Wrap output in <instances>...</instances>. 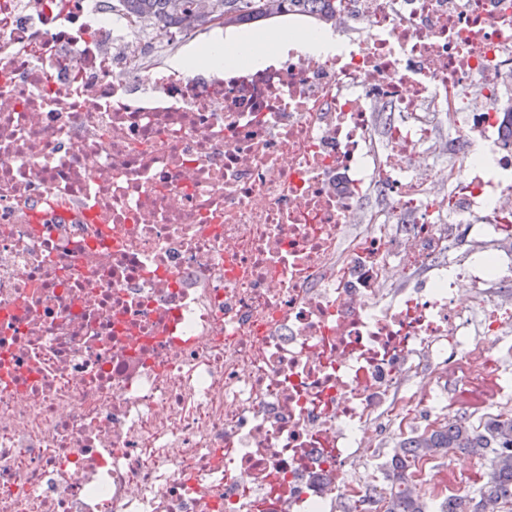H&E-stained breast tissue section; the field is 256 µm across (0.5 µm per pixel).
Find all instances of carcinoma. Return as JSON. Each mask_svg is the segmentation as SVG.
I'll return each instance as SVG.
<instances>
[{
	"instance_id": "obj_1",
	"label": "carcinoma",
	"mask_w": 512,
	"mask_h": 512,
	"mask_svg": "<svg viewBox=\"0 0 512 512\" xmlns=\"http://www.w3.org/2000/svg\"><path fill=\"white\" fill-rule=\"evenodd\" d=\"M127 11L153 27L164 20L187 32L204 31L221 21L224 26L269 20L289 13H309L317 21L330 17L335 0H122ZM408 452L383 464L390 484L385 512H430L428 500L405 488L409 471L421 460L454 450L478 456L487 463L480 484L463 502L445 499L439 512H512V417H496L480 427L453 419L409 441Z\"/></svg>"
}]
</instances>
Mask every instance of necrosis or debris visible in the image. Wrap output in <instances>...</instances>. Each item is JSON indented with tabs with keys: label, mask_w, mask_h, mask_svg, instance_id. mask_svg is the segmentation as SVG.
<instances>
[{
	"label": "necrosis or debris",
	"mask_w": 512,
	"mask_h": 512,
	"mask_svg": "<svg viewBox=\"0 0 512 512\" xmlns=\"http://www.w3.org/2000/svg\"><path fill=\"white\" fill-rule=\"evenodd\" d=\"M330 24L188 71L121 0H0V512H383L374 425L512 397V0ZM289 41L303 42L309 49L323 55L336 54V42L327 34L311 36L309 33H292Z\"/></svg>",
	"instance_id": "necrosis-or-debris-1"
}]
</instances>
